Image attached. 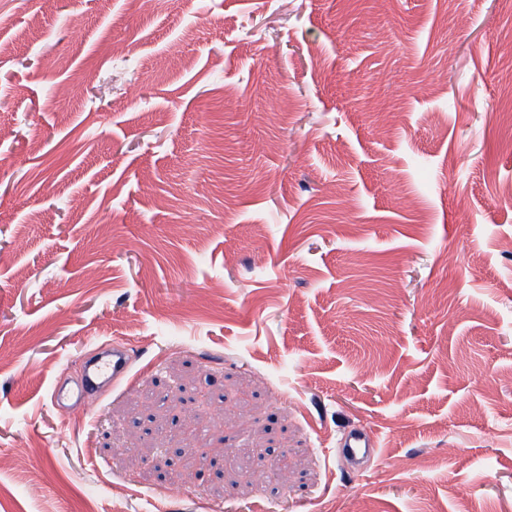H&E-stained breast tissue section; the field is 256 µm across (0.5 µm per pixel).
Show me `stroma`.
Masks as SVG:
<instances>
[{"label": "stroma", "instance_id": "stroma-1", "mask_svg": "<svg viewBox=\"0 0 512 512\" xmlns=\"http://www.w3.org/2000/svg\"><path fill=\"white\" fill-rule=\"evenodd\" d=\"M1 43L0 512L512 507V0H0ZM131 374V360L123 343L113 342L97 357L85 361L80 385V396L93 400L95 394L111 386L124 383ZM343 453L352 460L371 459L376 453V444L362 431H349L342 438Z\"/></svg>", "mask_w": 512, "mask_h": 512}]
</instances>
